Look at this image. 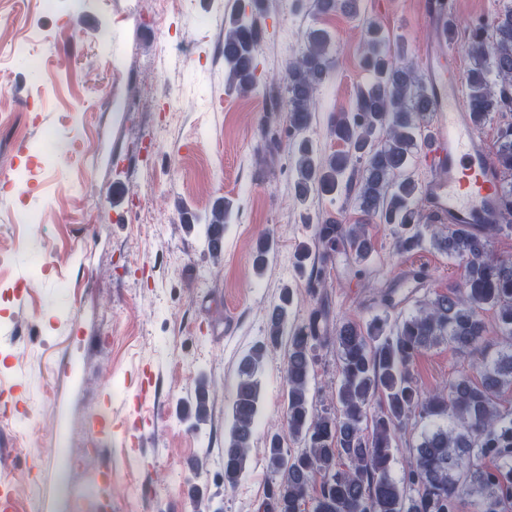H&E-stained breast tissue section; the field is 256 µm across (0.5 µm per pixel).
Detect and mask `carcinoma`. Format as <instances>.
Segmentation results:
<instances>
[{
  "label": "carcinoma",
  "instance_id": "carcinoma-1",
  "mask_svg": "<svg viewBox=\"0 0 512 512\" xmlns=\"http://www.w3.org/2000/svg\"><path fill=\"white\" fill-rule=\"evenodd\" d=\"M359 0H320L324 12L359 13ZM474 65L466 78V102L475 126L492 115L503 118L497 132L495 163L499 173V220L480 233L445 225L422 215L421 183L411 171L413 158L428 137L426 122L432 93L429 82L373 24L366 25L362 62L369 79L358 90L351 111L332 125L347 150L317 155L302 133L316 110V93L330 77L331 36L313 29L287 74L288 136L296 140L294 191L304 199L312 191L333 196L354 194L357 209L381 224H394L396 249L411 253L429 242L448 258L467 261L460 289L428 294L417 308L396 319L402 284L384 289L376 313L366 322L345 320L332 331L341 362V381L333 399L338 412L314 413L308 392L314 352L323 339L321 314L288 328L293 292L284 288L263 339L241 359L231 406L229 436L224 444V484L235 487L260 411L258 371L268 350L288 347V432L303 447L290 451L273 434L264 448L272 481L264 512H454L460 494L476 498L477 512H501L512 490V410L499 408L503 389L512 386V257L489 249L490 239L512 233V4L494 18L468 24ZM261 28L256 10L240 8L224 31V68L229 86L275 97L274 86L256 82L254 49ZM233 211L227 202L211 211L206 228L210 257H221L213 244L225 232ZM346 246L363 262L374 252L364 225L347 232ZM495 309L503 347L493 351L485 339L480 312ZM472 356L482 378L459 375L448 390L422 392L410 365L423 350L442 341ZM379 411L369 415L372 405ZM372 422L371 428L364 422ZM420 428L414 459L402 478L391 475L393 450L401 433ZM314 496H309L313 484Z\"/></svg>",
  "mask_w": 512,
  "mask_h": 512
}]
</instances>
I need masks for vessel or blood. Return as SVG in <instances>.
Returning <instances> with one entry per match:
<instances>
[{"mask_svg":"<svg viewBox=\"0 0 512 512\" xmlns=\"http://www.w3.org/2000/svg\"><path fill=\"white\" fill-rule=\"evenodd\" d=\"M435 40L429 63L433 85L431 136L423 158L431 173L426 187L433 213L442 221L476 230L495 223L498 173L462 106V76L448 68L454 49L451 27L436 0L428 4Z\"/></svg>","mask_w":512,"mask_h":512,"instance_id":"1","label":"vessel or blood"}]
</instances>
